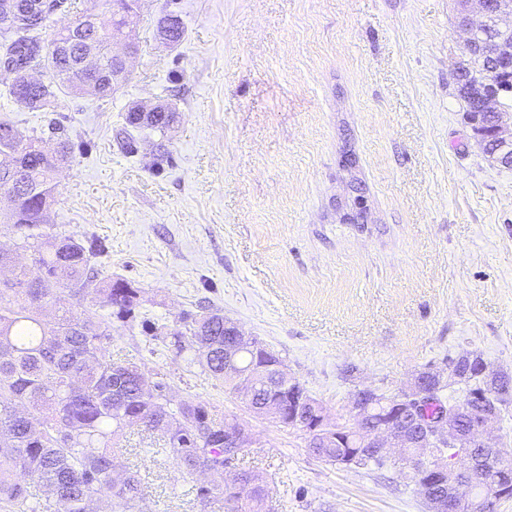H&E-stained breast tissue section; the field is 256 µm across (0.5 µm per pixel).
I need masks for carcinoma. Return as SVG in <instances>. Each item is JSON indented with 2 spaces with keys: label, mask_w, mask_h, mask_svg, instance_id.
<instances>
[{
  "label": "carcinoma",
  "mask_w": 512,
  "mask_h": 512,
  "mask_svg": "<svg viewBox=\"0 0 512 512\" xmlns=\"http://www.w3.org/2000/svg\"><path fill=\"white\" fill-rule=\"evenodd\" d=\"M118 21L102 23L97 41L100 76L81 73L84 60L81 17L71 16L73 0H46L41 15L30 23L6 18L0 11V59L16 65L17 75L7 95L25 97L31 111L53 108L58 92L66 88L75 95L112 96L129 74L112 60V43L126 37V30L140 18L136 0H107ZM54 29L50 43L42 39L45 28ZM49 71L47 80L32 84L24 69L30 64ZM470 80L479 84L488 67L479 57L468 61ZM503 112L512 111V71L497 74ZM179 118L174 108L162 105L158 112L143 114L128 110L116 139L128 154L136 151L138 133L150 129L160 134ZM0 191L12 194L9 212L0 214V232L7 231L17 248L31 253L38 268L33 276L16 264L14 256L0 250V508L5 512H100L109 500L115 512H141L145 499L139 475L116 474L112 445L126 429L148 435L154 456L170 454L182 476L209 470L214 479L197 488L201 512L224 501L227 512H265L268 489L263 473L240 472L249 482V495L238 510L225 499L227 477L224 453H250L249 448H224V419L197 399H175L167 374L144 376L134 362L112 363L103 351L112 343L114 322L136 319L141 288L126 279L103 275L99 259L108 254L100 238L78 240L65 233L49 232L53 206L59 202L56 174L71 161L73 144L59 134L52 150L42 138L28 135L9 119L0 118ZM86 302L102 314L83 318L74 308ZM149 340L162 344L174 356L228 385L235 393L248 392L257 401L282 405V426H288L295 407L288 393L299 381L278 366L282 357L262 340L255 348L233 351L241 381L224 376V314L210 306L182 318V327L170 331L149 320L141 322ZM448 364L458 371L457 385L464 399L447 405L439 397L444 386L433 373L419 374L414 384L430 394L421 406L422 416L433 419L442 409L456 410L459 431L474 435L479 415L501 416L506 396L512 392V377L502 375L490 382L481 378L482 358L462 355ZM399 396L373 391L365 397L363 411L371 426L395 422L412 437L420 434L409 403L398 405ZM308 448L332 464L382 467L385 457L363 444L358 430L348 424L329 422L320 435L309 437ZM475 464L485 478L472 482L466 473L455 478L456 494L463 500L494 502L512 498V457L496 449H475ZM45 489L41 496L31 484Z\"/></svg>",
  "instance_id": "cac0c4a2"
}]
</instances>
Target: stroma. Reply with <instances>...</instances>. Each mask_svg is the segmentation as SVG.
Segmentation results:
<instances>
[{"instance_id":"stroma-1","label":"stroma","mask_w":512,"mask_h":512,"mask_svg":"<svg viewBox=\"0 0 512 512\" xmlns=\"http://www.w3.org/2000/svg\"><path fill=\"white\" fill-rule=\"evenodd\" d=\"M172 1L186 29L175 46L156 36ZM456 13V0H145L139 52L111 97L0 107L50 148V123L65 127L74 154L53 222L106 240L103 272L141 287V312L175 328L218 307L349 423L356 390L408 391L467 352L512 375V169L472 135ZM159 103L179 122L125 155L128 109ZM160 141L171 161L159 166ZM105 357L165 369L175 398L247 422L260 446L235 467L265 472L269 512H429L410 469L315 457L305 432L149 351L140 324L114 331ZM118 441L119 470L148 487L144 512H198L199 477L145 454L141 431Z\"/></svg>"}]
</instances>
